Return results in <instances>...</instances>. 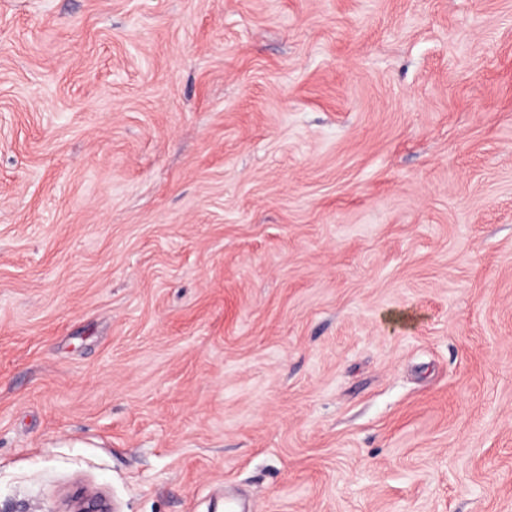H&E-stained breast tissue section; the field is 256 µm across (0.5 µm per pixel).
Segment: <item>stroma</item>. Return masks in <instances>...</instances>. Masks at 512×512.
Instances as JSON below:
<instances>
[{
	"label": "stroma",
	"instance_id": "obj_1",
	"mask_svg": "<svg viewBox=\"0 0 512 512\" xmlns=\"http://www.w3.org/2000/svg\"><path fill=\"white\" fill-rule=\"evenodd\" d=\"M512 512V0H0V512ZM64 512H111L106 499L99 492L85 490L71 498Z\"/></svg>",
	"mask_w": 512,
	"mask_h": 512
}]
</instances>
